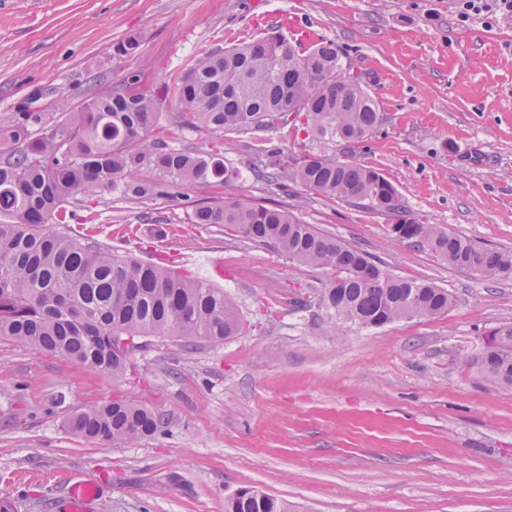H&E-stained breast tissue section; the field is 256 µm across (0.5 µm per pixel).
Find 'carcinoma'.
I'll return each instance as SVG.
<instances>
[{"label":"carcinoma","mask_w":512,"mask_h":512,"mask_svg":"<svg viewBox=\"0 0 512 512\" xmlns=\"http://www.w3.org/2000/svg\"><path fill=\"white\" fill-rule=\"evenodd\" d=\"M130 74L104 94L88 93L82 111L21 112L0 121V340L61 356L122 379L137 371L133 343L174 336L189 348L238 333L243 316L224 289L166 266L120 255L89 237L61 231L69 205L120 188L132 199L182 195L191 184L224 185L238 177L224 165L226 130L270 131L290 124L322 142L358 143L381 113L364 84L323 44L297 49L284 35L204 51L164 87L181 106L180 126L215 134L193 151L170 146L158 97ZM41 123L40 134L29 130ZM260 176L398 216L400 239L427 246L448 264L489 280L512 278V251L488 248L436 224L409 218L396 187L376 169L329 155L282 158L267 151ZM193 223L224 224L257 245H271L299 265L330 268L337 278L322 302L337 321L362 327L448 311V290L390 274L365 252L303 224L286 208L241 200L193 205ZM465 362L490 382L512 387V324L490 331ZM158 412L124 397L92 402L67 419L87 440L133 446L155 435ZM225 512H290L258 490L240 489Z\"/></svg>","instance_id":"1"}]
</instances>
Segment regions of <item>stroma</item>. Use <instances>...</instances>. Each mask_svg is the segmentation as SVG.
I'll return each mask as SVG.
<instances>
[{
  "instance_id": "1",
  "label": "stroma",
  "mask_w": 512,
  "mask_h": 512,
  "mask_svg": "<svg viewBox=\"0 0 512 512\" xmlns=\"http://www.w3.org/2000/svg\"><path fill=\"white\" fill-rule=\"evenodd\" d=\"M294 21L335 44L378 102L380 126L356 144L289 126L225 132L238 178L188 195L282 205L396 276L447 289L451 306L337 328L320 303L334 270L192 223L179 200L117 189L82 199L68 233L224 289L244 327L188 353L176 338H147L137 374L120 380L0 342V498H14L16 512H60L76 478L100 482L94 512H224L244 487L294 512H512V388L466 362L512 323V280H485L399 239L393 215L256 175L273 148L360 163L394 184L415 221L512 250V18L463 23L457 0H0V117L23 106L73 114L84 93L134 71L152 90L205 49ZM130 36L139 56L117 55ZM179 112L174 99L160 105L174 147L210 140L181 128ZM118 395L157 409L161 430L131 447L68 430L73 412Z\"/></svg>"
}]
</instances>
